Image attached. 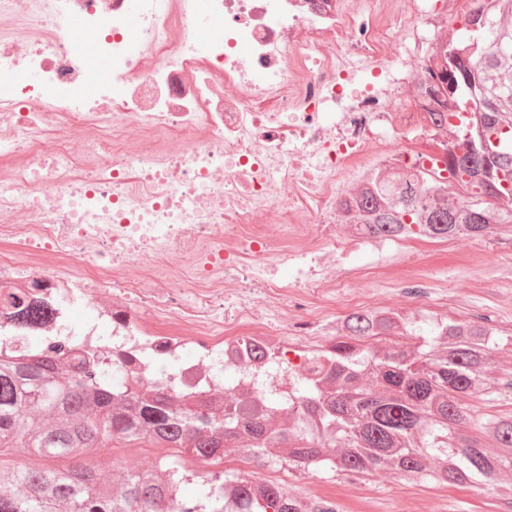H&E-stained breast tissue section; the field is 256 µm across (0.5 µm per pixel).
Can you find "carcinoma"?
I'll return each mask as SVG.
<instances>
[{
  "mask_svg": "<svg viewBox=\"0 0 512 512\" xmlns=\"http://www.w3.org/2000/svg\"><path fill=\"white\" fill-rule=\"evenodd\" d=\"M498 19L476 36L470 26L438 47L448 99L458 110L481 113L480 126L461 118L459 133L473 152L457 157V175L476 179L475 193H512V0H497ZM481 41L480 52L463 44ZM445 188L425 182L391 186L384 195L359 203L373 233L398 236L404 224L430 225L435 238L461 233L482 237L491 225L512 224V202L494 213L472 200L457 207L437 202ZM410 347L391 341L362 351L344 342L316 355L319 378L305 384L302 422L295 432H272L260 421L241 418L235 408L222 421L205 419L190 407L174 409L161 399L126 394L112 403V387L99 362L82 358L69 378L38 358H0V456L10 449L19 460L0 463V512H169L164 497L184 510L193 501L206 512H225L220 484H239L245 512H311L279 484L255 491L242 477L214 472L186 496L169 481L192 457L213 464L230 448L296 468L367 475L390 470L401 478L440 485L498 479L512 470V416L476 419L466 401L486 390L494 335L460 320H447L427 333L407 334ZM210 428L200 438L197 430ZM107 442H148L170 448L178 459L156 467L125 468V489L114 496L108 476L84 459ZM38 456L41 467L22 460Z\"/></svg>",
  "mask_w": 512,
  "mask_h": 512,
  "instance_id": "obj_1",
  "label": "carcinoma"
}]
</instances>
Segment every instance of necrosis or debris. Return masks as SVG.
<instances>
[{
    "label": "necrosis or debris",
    "instance_id": "necrosis-or-debris-1",
    "mask_svg": "<svg viewBox=\"0 0 512 512\" xmlns=\"http://www.w3.org/2000/svg\"><path fill=\"white\" fill-rule=\"evenodd\" d=\"M493 0H0V353L286 423L351 315L448 305L427 269L360 289L364 195L462 139L436 89ZM44 310L17 324L7 300Z\"/></svg>",
    "mask_w": 512,
    "mask_h": 512
}]
</instances>
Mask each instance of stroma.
I'll return each instance as SVG.
<instances>
[{"mask_svg":"<svg viewBox=\"0 0 512 512\" xmlns=\"http://www.w3.org/2000/svg\"><path fill=\"white\" fill-rule=\"evenodd\" d=\"M492 249L497 252V261L490 272V283L485 291H476L467 283L464 267L472 255ZM353 259L364 269L367 287L376 289L386 288L411 261L423 263L448 289V318H460L455 305L459 298L504 316L506 323L496 331L497 345L486 373L487 392L476 406L483 415L512 414V229L501 227L486 236L457 243L412 240L389 246L380 259L364 250L356 252ZM281 482L292 495L333 498L348 512H507L508 499L499 488L485 489L475 482L409 484L381 471L359 486L347 477L312 469L290 470Z\"/></svg>","mask_w":512,"mask_h":512,"instance_id":"35a3bbf8","label":"stroma"}]
</instances>
